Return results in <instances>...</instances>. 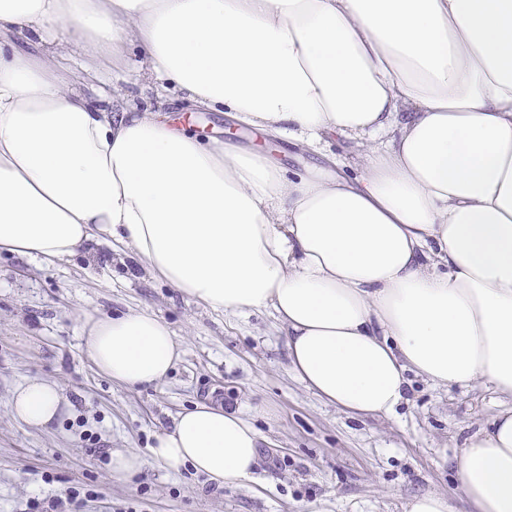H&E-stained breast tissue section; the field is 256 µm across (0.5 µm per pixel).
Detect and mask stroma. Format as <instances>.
Segmentation results:
<instances>
[{
	"label": "stroma",
	"mask_w": 512,
	"mask_h": 512,
	"mask_svg": "<svg viewBox=\"0 0 512 512\" xmlns=\"http://www.w3.org/2000/svg\"><path fill=\"white\" fill-rule=\"evenodd\" d=\"M122 88L139 107L188 121L202 140L263 145L290 173L315 160L293 157L279 139L259 142L222 109L175 93L159 98L143 77ZM130 309L158 314L182 342L165 379L133 388L100 373L80 340L85 315ZM31 379L55 383L71 404L45 429L11 412L13 389ZM206 399L243 412L272 442L240 485L215 487L150 454L178 412ZM499 405L484 387L447 389L414 375L394 417L351 418L293 375L272 310L207 309L105 243L54 264L0 252V512H27L32 498L63 499L73 486L92 493L77 512H403L423 493L470 512L452 459L466 434L490 427ZM115 449L139 453L141 470L113 477Z\"/></svg>",
	"instance_id": "1"
}]
</instances>
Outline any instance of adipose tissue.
Returning <instances> with one entry per match:
<instances>
[{"mask_svg": "<svg viewBox=\"0 0 512 512\" xmlns=\"http://www.w3.org/2000/svg\"><path fill=\"white\" fill-rule=\"evenodd\" d=\"M132 45L158 91L302 152L343 138L357 175L290 178L122 93L88 98L54 54L102 80ZM102 238L212 310L272 309L295 374L346 415L393 416L412 372L512 399V0H0V251L52 263ZM81 339L128 387L181 355L145 310L86 316ZM11 402L38 428L65 407L38 379ZM265 441L202 401L150 453L221 488ZM452 466L473 512H512V407Z\"/></svg>", "mask_w": 512, "mask_h": 512, "instance_id": "obj_1", "label": "adipose tissue"}]
</instances>
